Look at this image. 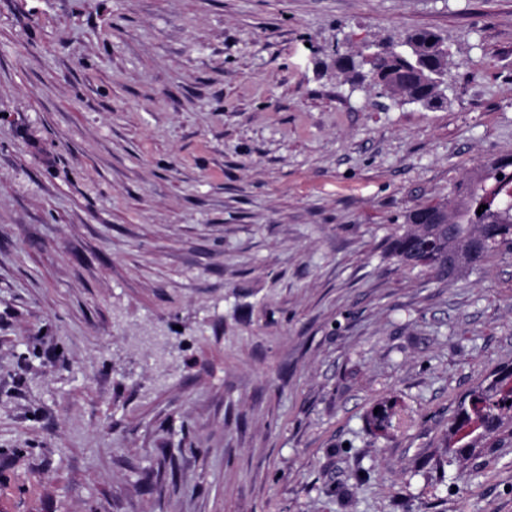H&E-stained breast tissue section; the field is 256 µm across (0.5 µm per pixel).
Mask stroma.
Segmentation results:
<instances>
[{
  "instance_id": "stroma-1",
  "label": "stroma",
  "mask_w": 512,
  "mask_h": 512,
  "mask_svg": "<svg viewBox=\"0 0 512 512\" xmlns=\"http://www.w3.org/2000/svg\"><path fill=\"white\" fill-rule=\"evenodd\" d=\"M420 28L442 104L336 68ZM510 154L512 0H0V512H512V252L388 255ZM511 400V404H508ZM510 424L512 436V367L493 380L479 387L460 401L457 413L451 422V441L445 442V450L454 459L461 461L469 457L466 450L479 448L482 440L499 423ZM461 434L459 439L455 435ZM459 443H462L459 445ZM457 447V448H455ZM379 407L377 415H374V409ZM374 407L368 415L367 423L370 429L377 432V429L384 424H389L392 429L399 427L406 421L402 415V410L397 403L393 401H385Z\"/></svg>"
}]
</instances>
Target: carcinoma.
<instances>
[{
	"mask_svg": "<svg viewBox=\"0 0 512 512\" xmlns=\"http://www.w3.org/2000/svg\"><path fill=\"white\" fill-rule=\"evenodd\" d=\"M445 39L437 32L415 29L401 40L377 51L372 61L357 62L349 56L336 59V69L352 74V85L367 82L384 86L390 99H401L423 106L440 102L450 81ZM503 178H498V175ZM486 209H480V206ZM482 213H477V210ZM430 206L411 211L403 230L390 244V254L401 264L424 267L442 280L448 279V259L467 269L479 266L489 255L512 247V155L491 159L476 168L456 186L446 224L425 220ZM372 431L388 424L405 423L397 403L379 404L369 413ZM512 425V367L479 387L460 401L451 422L453 438L445 444L454 459L468 458L466 450L478 448L485 432L498 424Z\"/></svg>",
	"mask_w": 512,
	"mask_h": 512,
	"instance_id": "obj_1",
	"label": "carcinoma"
}]
</instances>
